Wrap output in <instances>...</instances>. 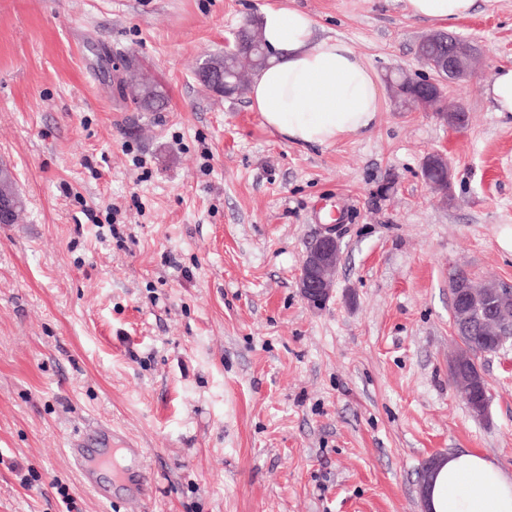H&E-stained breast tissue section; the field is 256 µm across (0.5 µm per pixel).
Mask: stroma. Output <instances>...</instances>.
Segmentation results:
<instances>
[{
	"label": "stroma",
	"mask_w": 512,
	"mask_h": 512,
	"mask_svg": "<svg viewBox=\"0 0 512 512\" xmlns=\"http://www.w3.org/2000/svg\"><path fill=\"white\" fill-rule=\"evenodd\" d=\"M278 0H0V162L25 200L0 224V512H422L435 453L512 471V347L482 357L472 417L448 361V280L512 284V115L484 86L512 67V0L466 19L403 0H293L377 76L420 70L438 29L473 39L484 71L448 87L462 128L395 111L334 146L268 131L247 97L196 72ZM138 57L167 105L117 95ZM446 151L447 198L425 158ZM333 296L297 275L331 224ZM100 431L146 451L149 497L85 489L69 451Z\"/></svg>",
	"instance_id": "stroma-1"
}]
</instances>
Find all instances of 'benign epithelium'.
Instances as JSON below:
<instances>
[{"label": "benign epithelium", "instance_id": "7a95c632", "mask_svg": "<svg viewBox=\"0 0 512 512\" xmlns=\"http://www.w3.org/2000/svg\"><path fill=\"white\" fill-rule=\"evenodd\" d=\"M448 39L447 54L434 60L426 55H418L423 70L410 76L413 83L426 91L416 106L422 112H432L444 120L451 129L466 123L465 110L458 104L448 102L445 87L449 84L468 81L481 70V59L472 49L471 42L460 36L444 37L438 33L426 36L422 43L434 45L442 39ZM427 173L435 174L426 178V183L434 193L446 195L451 186L453 170L445 152L437 150L427 156L424 162ZM341 259V241L331 233L320 235L308 245L297 276V287L302 299L312 309L321 310L328 304L335 288L336 270ZM457 304L452 312V325L455 336L463 338L473 327L474 319L483 317L486 331L495 336L504 335L498 317L508 303H512V287L506 284L478 286L467 280L456 287ZM474 362L472 352L463 347L450 359V367L455 374V386L461 397H471L474 404L472 415L481 419L485 416L489 404L490 387L486 377H477L464 368V364ZM439 455L430 456L424 464L419 478L420 493L425 496Z\"/></svg>", "mask_w": 512, "mask_h": 512}]
</instances>
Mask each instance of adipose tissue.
<instances>
[{
  "mask_svg": "<svg viewBox=\"0 0 512 512\" xmlns=\"http://www.w3.org/2000/svg\"><path fill=\"white\" fill-rule=\"evenodd\" d=\"M475 0H405L412 17L452 22ZM271 63L248 98L273 134L303 145L331 146L372 129L381 110L377 77L342 38L317 37L311 16L270 5L260 20ZM428 512H512V475L477 451L449 454L428 490Z\"/></svg>",
  "mask_w": 512,
  "mask_h": 512,
  "instance_id": "1",
  "label": "adipose tissue"
}]
</instances>
